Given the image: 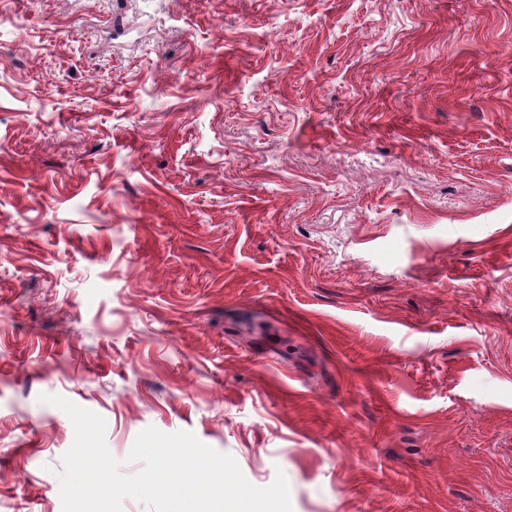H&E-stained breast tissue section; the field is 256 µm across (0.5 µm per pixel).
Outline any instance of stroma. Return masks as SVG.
I'll list each match as a JSON object with an SVG mask.
<instances>
[{
	"instance_id": "stroma-1",
	"label": "stroma",
	"mask_w": 512,
	"mask_h": 512,
	"mask_svg": "<svg viewBox=\"0 0 512 512\" xmlns=\"http://www.w3.org/2000/svg\"><path fill=\"white\" fill-rule=\"evenodd\" d=\"M292 512H512V0H0V512L74 427Z\"/></svg>"
}]
</instances>
